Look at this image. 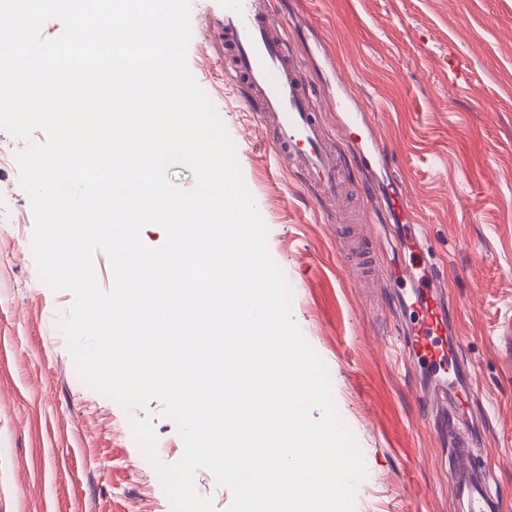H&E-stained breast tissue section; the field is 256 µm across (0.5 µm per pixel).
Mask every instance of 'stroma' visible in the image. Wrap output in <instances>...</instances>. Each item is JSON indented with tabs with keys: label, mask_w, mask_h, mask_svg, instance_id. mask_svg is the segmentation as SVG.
Instances as JSON below:
<instances>
[{
	"label": "stroma",
	"mask_w": 512,
	"mask_h": 512,
	"mask_svg": "<svg viewBox=\"0 0 512 512\" xmlns=\"http://www.w3.org/2000/svg\"><path fill=\"white\" fill-rule=\"evenodd\" d=\"M221 0H191L187 65L235 146L293 294L291 315L324 361L366 476L355 512H452L450 441L418 401L386 288L355 283L338 216L278 167L241 93L222 80ZM309 84L335 90L331 53L389 147L396 180L444 273L485 432L475 451L512 512V0H274ZM336 141L355 188L345 215L385 246L365 176ZM34 216L18 167L0 170V512H171L128 430L150 422L177 463L184 441L160 400L123 409L82 384L58 328L74 302L39 279Z\"/></svg>",
	"instance_id": "stroma-1"
}]
</instances>
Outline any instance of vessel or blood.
I'll return each instance as SVG.
<instances>
[{"mask_svg":"<svg viewBox=\"0 0 512 512\" xmlns=\"http://www.w3.org/2000/svg\"><path fill=\"white\" fill-rule=\"evenodd\" d=\"M213 21L230 52L226 75L245 86L246 106L256 109L261 128L272 130L277 165L303 176L322 200H340L346 193L341 157L321 121L322 102L293 58V48L284 34L287 22L276 16L272 0H224ZM331 105L345 113L348 137L365 140L372 150H380L372 127L350 98H335ZM384 202L405 227L399 244L409 254V265L402 277L413 284V319L403 348L425 365L433 378L421 392L423 404L441 411L454 424L463 415L462 393L469 390L471 382L460 348L449 347L447 342L455 329L443 279L421 230L413 223L402 188L389 191ZM471 444L468 437L456 441L448 475L454 497L466 512H500L499 498L487 485Z\"/></svg>","mask_w":512,"mask_h":512,"instance_id":"vessel-or-blood-1","label":"vessel or blood"}]
</instances>
